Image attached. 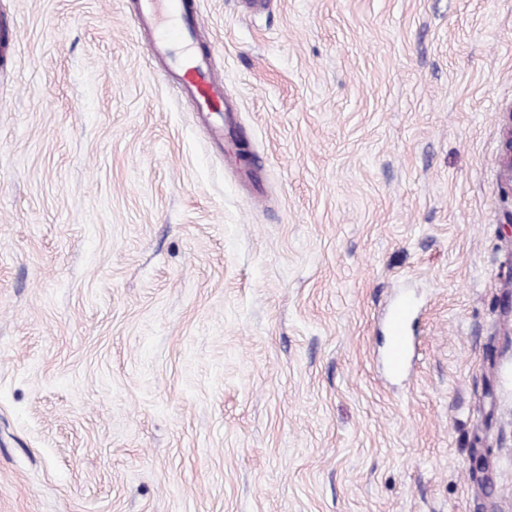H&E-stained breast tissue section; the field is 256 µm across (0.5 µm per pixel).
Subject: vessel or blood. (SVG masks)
Returning <instances> with one entry per match:
<instances>
[{"instance_id":"obj_1","label":"vessel or blood","mask_w":512,"mask_h":512,"mask_svg":"<svg viewBox=\"0 0 512 512\" xmlns=\"http://www.w3.org/2000/svg\"><path fill=\"white\" fill-rule=\"evenodd\" d=\"M136 17L139 27L152 32L154 56L164 61L182 94L191 96L198 111L208 113L216 138L224 136V80L210 66L207 58L194 51L195 29L199 19L186 0H138ZM412 305L399 301L389 315L392 342L389 361L403 366L408 342L405 336Z\"/></svg>"}]
</instances>
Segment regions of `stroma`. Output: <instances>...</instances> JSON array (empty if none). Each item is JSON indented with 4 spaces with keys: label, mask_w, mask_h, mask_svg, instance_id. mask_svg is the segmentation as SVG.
<instances>
[{
    "label": "stroma",
    "mask_w": 512,
    "mask_h": 512,
    "mask_svg": "<svg viewBox=\"0 0 512 512\" xmlns=\"http://www.w3.org/2000/svg\"><path fill=\"white\" fill-rule=\"evenodd\" d=\"M135 2L0 0V512H512V0H191L220 144ZM412 313V305L408 300L399 301L389 315V332L392 342L389 350V362L397 368H402L406 360L408 342L406 326Z\"/></svg>",
    "instance_id": "1"
}]
</instances>
